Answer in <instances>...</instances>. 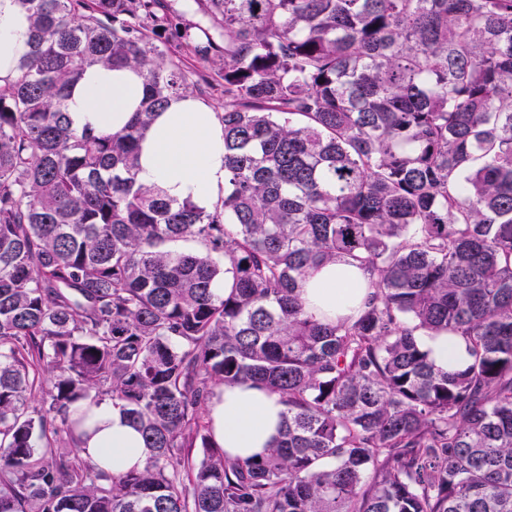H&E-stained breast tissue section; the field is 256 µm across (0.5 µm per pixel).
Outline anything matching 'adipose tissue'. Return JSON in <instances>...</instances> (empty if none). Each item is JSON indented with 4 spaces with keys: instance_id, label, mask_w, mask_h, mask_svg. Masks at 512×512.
<instances>
[{
    "instance_id": "adipose-tissue-1",
    "label": "adipose tissue",
    "mask_w": 512,
    "mask_h": 512,
    "mask_svg": "<svg viewBox=\"0 0 512 512\" xmlns=\"http://www.w3.org/2000/svg\"><path fill=\"white\" fill-rule=\"evenodd\" d=\"M31 23L18 0H0V84L11 79L30 51ZM144 76L129 67L88 68L66 102L72 126L116 132L138 111ZM140 182L169 198L211 207L224 193V128L213 107L192 94L173 97L139 145ZM370 292L369 276L338 260L324 264L301 284L300 297L317 316L357 315ZM283 407L277 395L248 384L220 387L207 408L214 442L232 458L259 455L278 435ZM93 435L83 456L119 474L142 467L149 450L121 408L102 401L93 409Z\"/></svg>"
}]
</instances>
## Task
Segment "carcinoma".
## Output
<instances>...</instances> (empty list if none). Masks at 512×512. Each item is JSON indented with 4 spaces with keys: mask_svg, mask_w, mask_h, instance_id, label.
Masks as SVG:
<instances>
[{
    "mask_svg": "<svg viewBox=\"0 0 512 512\" xmlns=\"http://www.w3.org/2000/svg\"><path fill=\"white\" fill-rule=\"evenodd\" d=\"M18 2L0 512H512V0H189L176 29L177 0ZM172 28L199 68L163 49ZM96 65L144 74L118 132L66 111ZM217 79L224 196L205 209L140 183L137 148ZM337 258L373 291L327 321L298 288ZM445 333L465 368L431 361L422 337ZM241 383L285 407L246 461L201 418ZM106 399L150 448L119 476L81 455Z\"/></svg>",
    "mask_w": 512,
    "mask_h": 512,
    "instance_id": "carcinoma-1",
    "label": "carcinoma"
}]
</instances>
